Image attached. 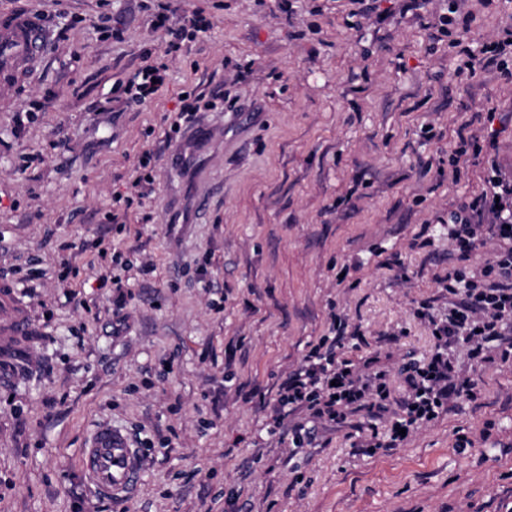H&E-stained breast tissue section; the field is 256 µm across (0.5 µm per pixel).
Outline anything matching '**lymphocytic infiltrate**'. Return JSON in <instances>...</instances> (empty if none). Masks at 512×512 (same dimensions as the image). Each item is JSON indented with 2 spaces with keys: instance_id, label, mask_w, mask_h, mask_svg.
Returning <instances> with one entry per match:
<instances>
[{
  "instance_id": "1",
  "label": "lymphocytic infiltrate",
  "mask_w": 512,
  "mask_h": 512,
  "mask_svg": "<svg viewBox=\"0 0 512 512\" xmlns=\"http://www.w3.org/2000/svg\"><path fill=\"white\" fill-rule=\"evenodd\" d=\"M486 182L488 192L449 213L448 235L460 251L488 242L494 243V251L478 271L456 269L439 278V285L453 300L445 320H432L428 305L417 308L416 317L431 323L435 351L407 375L408 392L396 409L385 406L389 391L383 372L375 368V358L357 364L338 356L335 346H316L279 386L276 423L302 411L332 428L349 425L360 414L385 418L390 428L384 445L397 448L404 441V429L438 417L459 400L477 399L475 381L455 369L449 349L463 344L471 358L512 361V181L504 179L492 163Z\"/></svg>"
}]
</instances>
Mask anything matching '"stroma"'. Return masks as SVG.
Masks as SVG:
<instances>
[{"label": "stroma", "mask_w": 512, "mask_h": 512, "mask_svg": "<svg viewBox=\"0 0 512 512\" xmlns=\"http://www.w3.org/2000/svg\"><path fill=\"white\" fill-rule=\"evenodd\" d=\"M47 47L0 107V278L29 307L31 366L0 388V512H512V362L456 348L479 398L357 453L352 430L295 445L280 384L334 317L379 357L391 398L448 314L441 217L512 177V77L434 40L406 0H173L211 30L167 52L156 0H34ZM472 51L512 29V0H463ZM166 67L150 101L122 84ZM195 126L173 130L179 104ZM67 149L56 146L59 134ZM487 152L449 162L460 138ZM152 154L153 190L118 200ZM107 281H100V274ZM109 423L140 437L141 481L117 503L85 476Z\"/></svg>", "instance_id": "1"}]
</instances>
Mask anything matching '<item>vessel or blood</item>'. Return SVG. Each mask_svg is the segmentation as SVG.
Instances as JSON below:
<instances>
[{"mask_svg":"<svg viewBox=\"0 0 512 512\" xmlns=\"http://www.w3.org/2000/svg\"><path fill=\"white\" fill-rule=\"evenodd\" d=\"M47 31L31 5L0 11V98L34 77L44 57ZM35 325L11 281L0 279V386H11L28 368L27 345ZM85 472L98 493L127 497L137 488L142 455L130 437L103 424L84 450Z\"/></svg>","mask_w":512,"mask_h":512,"instance_id":"1","label":"vessel or blood"}]
</instances>
